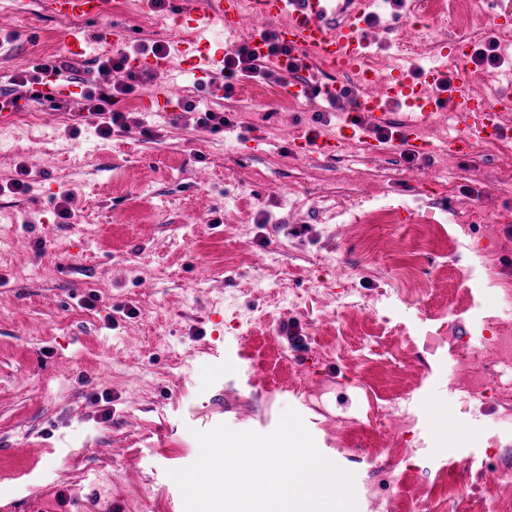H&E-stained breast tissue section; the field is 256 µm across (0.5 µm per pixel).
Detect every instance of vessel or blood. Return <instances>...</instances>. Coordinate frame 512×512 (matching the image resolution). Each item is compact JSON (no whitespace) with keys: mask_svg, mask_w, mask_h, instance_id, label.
I'll use <instances>...</instances> for the list:
<instances>
[{"mask_svg":"<svg viewBox=\"0 0 512 512\" xmlns=\"http://www.w3.org/2000/svg\"><path fill=\"white\" fill-rule=\"evenodd\" d=\"M40 8L43 14L55 18L97 23L95 39L66 35V49L73 56L87 55L94 44L131 34L130 28L103 23V0H40ZM173 15L179 24L192 29L221 24L228 37L248 31L249 45L261 58L267 54L268 31H275L294 57H312L322 70L355 77L365 90L364 96L339 113L333 135L313 141L304 135H291L289 145L295 156L312 159L341 153L368 121L382 120L392 107L404 109L407 114L396 143L418 155L433 150L432 144L421 138V129L451 105L457 109L455 117L463 124L464 133L449 137L444 145L449 155L464 158L476 146L512 136V122L505 119L499 107L477 99L470 79H457L450 98L445 99L439 93L443 77L439 67L420 70L405 64L386 79L372 71L366 64L365 11L357 0H174ZM440 53L464 63L470 59L472 48L469 41L452 35L442 44ZM177 55L188 71L201 76L221 72L224 66L222 46L207 41L180 44ZM341 95V88L332 82L301 80L288 86V97L294 101L318 99L328 105Z\"/></svg>","mask_w":512,"mask_h":512,"instance_id":"vessel-or-blood-1","label":"vessel or blood"}]
</instances>
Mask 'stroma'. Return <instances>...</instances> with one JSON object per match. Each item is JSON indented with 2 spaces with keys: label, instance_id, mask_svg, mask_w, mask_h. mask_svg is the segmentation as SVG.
Wrapping results in <instances>:
<instances>
[{
  "label": "stroma",
  "instance_id": "35a3bbf8",
  "mask_svg": "<svg viewBox=\"0 0 512 512\" xmlns=\"http://www.w3.org/2000/svg\"><path fill=\"white\" fill-rule=\"evenodd\" d=\"M0 0V96L37 59L89 25ZM429 0H404L397 30L367 26L370 59L417 64L461 27ZM104 22L141 41L181 39L110 0ZM62 109L36 104L0 128V512H184L171 469L192 463L193 430L271 432L297 410L317 447L353 473L357 512H512L484 471L512 474V155L441 151L453 112L424 132L435 149L353 139L332 158L292 155L288 138L336 127L334 108L292 103L284 75L239 82L152 71L121 101L130 131L100 138L82 112L75 61ZM223 113L211 130L198 111ZM262 125L264 141L253 140ZM32 188L15 192L19 165ZM70 197L68 217L53 199ZM447 407V432L436 431ZM404 458L383 471L382 442ZM449 470L457 495L436 489Z\"/></svg>",
  "mask_w": 512,
  "mask_h": 512
}]
</instances>
